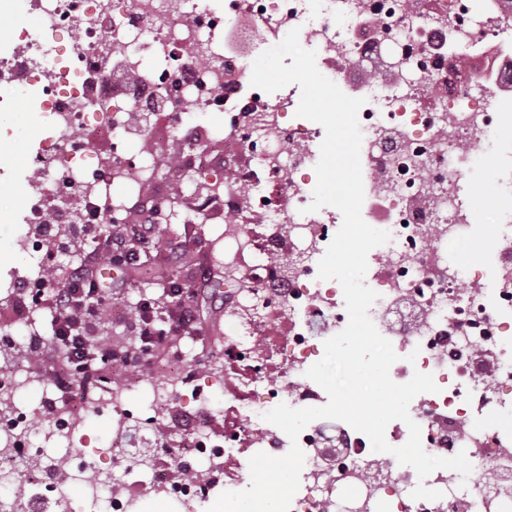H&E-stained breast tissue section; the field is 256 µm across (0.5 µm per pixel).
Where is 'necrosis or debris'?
<instances>
[{"label":"necrosis or debris","mask_w":512,"mask_h":512,"mask_svg":"<svg viewBox=\"0 0 512 512\" xmlns=\"http://www.w3.org/2000/svg\"><path fill=\"white\" fill-rule=\"evenodd\" d=\"M31 12L41 36L22 28L0 48L6 108L49 120L26 156L28 223L49 241L62 224H204L223 212V369L205 376L190 364L162 385L148 366L136 382L152 395L146 413L105 384L91 400L47 385L38 426L16 402L33 379L8 359L20 346L10 326L0 333V512H135L153 500L207 512L247 488L252 455L289 450L264 413L327 403L306 371L348 315L339 283L317 277L339 216L306 210L323 128L297 117L295 86L250 84L252 58L295 27L319 71L367 100L362 214L392 239L371 250L366 283L379 295L370 317L399 356L390 376L433 375L438 392L418 395L409 413L427 453L465 451L472 470H435L423 482L441 498L412 499L413 468L320 419L299 437L306 459L290 512H512L491 491L512 481V214L491 222L492 262L463 266L451 252L473 243L462 193L475 168L496 164L512 188L502 136L512 127V0H0V16ZM195 109L223 114L221 153L210 152L208 126L188 121ZM178 140L179 168L206 173V191L156 182ZM116 184L136 190L134 205L113 201ZM107 407L120 421L104 444L84 427ZM75 445L79 458L65 456ZM119 473L120 490L107 493Z\"/></svg>","instance_id":"1"}]
</instances>
